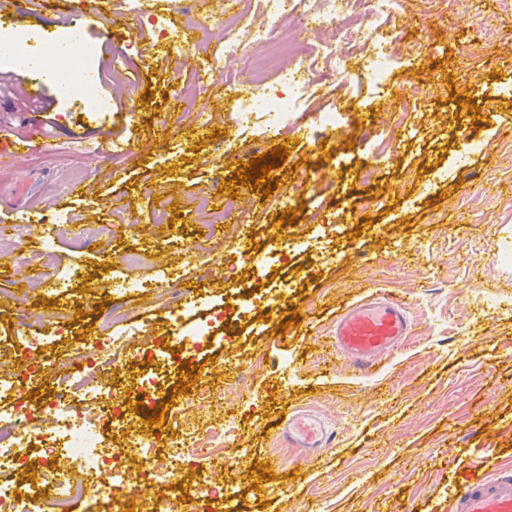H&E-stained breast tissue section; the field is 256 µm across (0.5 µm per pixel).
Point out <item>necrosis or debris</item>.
<instances>
[{
	"label": "necrosis or debris",
	"mask_w": 512,
	"mask_h": 512,
	"mask_svg": "<svg viewBox=\"0 0 512 512\" xmlns=\"http://www.w3.org/2000/svg\"><path fill=\"white\" fill-rule=\"evenodd\" d=\"M261 23L228 24L223 0H210L202 20L192 19V6L176 4L185 16L178 26L165 12L137 10L139 25L149 26L158 40L166 42L175 58L190 48L185 35L201 29L221 30L223 37L213 57L217 62L243 63L249 74L248 87L238 79L225 78L226 91L235 93L237 126L265 117L270 133L309 128L313 136L343 127V110L315 111L308 101L315 83L347 90L348 63L358 43L370 44L365 68L384 81L396 63L415 60L422 54L421 43H408L396 33L398 19L412 14V0H264ZM302 15L306 24L301 37L282 43L279 24L283 18ZM264 267L256 263L251 249L239 250L230 265L208 270L198 283L203 288H220L225 301L212 307L205 318L179 332V345L204 348L224 327L227 310L247 317L254 305L237 298L239 288L252 282ZM135 309L127 299L114 300L99 317L96 332L82 340L71 356V367L57 372L42 351L39 336L22 337L15 346L13 362L7 363L11 377L0 383V399H11L10 412L0 414V512H71L84 498L108 503L124 499L136 512H180L182 497L216 505L224 501V474L241 468L244 457L201 451L200 441L185 436L181 447L162 454H148L151 431L137 418L131 405H151L162 388L157 365H143L130 387V399L117 400L112 377L129 368L132 353L164 355V348L144 325L138 324ZM52 378L47 399L34 401L29 394L34 384ZM233 384L196 393L194 411L170 407L175 424H201L222 417L227 400L237 398ZM120 426L125 443L118 452H102L104 436ZM197 458L196 479L188 488L163 494L159 478L174 477L185 457ZM34 478H25L27 468ZM19 481H12V474Z\"/></svg>",
	"instance_id": "necrosis-or-debris-1"
}]
</instances>
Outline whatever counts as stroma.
Returning <instances> with one entry per match:
<instances>
[{
  "mask_svg": "<svg viewBox=\"0 0 512 512\" xmlns=\"http://www.w3.org/2000/svg\"><path fill=\"white\" fill-rule=\"evenodd\" d=\"M470 3L479 22L455 0L441 8L418 5L400 21L401 38L428 50L425 60L388 72L393 96L374 90L361 66H351L346 105L355 133L348 137L332 131L313 140L295 129L275 138L261 118L236 127L220 69L199 89L216 109L213 124L201 127L176 108L173 87L191 84V73L176 72L173 57L136 25L125 0H111L109 10L92 17L93 37L115 47L112 65L122 72L100 84L111 110L92 111L77 94L51 86V120L33 127L23 101L0 97V145L20 134L35 145L20 160L21 172L46 180L50 195L70 177L88 186L71 200L74 222L55 242L54 277L76 283L107 266L121 273L119 256L130 248L162 255L197 243L191 268L158 274L163 289L196 287L212 258L203 243L220 242L228 251L236 245L223 227H199L192 196L289 140L290 155L273 176L303 185L288 203L301 246L252 286L271 302V317L226 314L228 330L207 347L166 361L162 393L185 408L193 395L176 390L185 363L197 365L200 388L223 362L241 378L240 398L223 423L272 478L257 494V474L231 473L224 512H448L472 472L512 467V268L499 258L512 251V134L501 131L512 121V74L501 65L512 56V0ZM461 75L468 84L458 83ZM408 81L429 94L417 116L406 118L397 89ZM164 125L167 136L156 138ZM96 126L111 129L112 149L96 162L80 160L71 136ZM228 136L238 159L221 169ZM473 142L480 151L458 168V152ZM366 164L376 169L368 183L359 178ZM307 167L327 169L329 187L303 184ZM147 183L158 186L160 197L144 193ZM164 198L176 204L179 219L158 236H136L123 225L76 249L81 225L111 223L121 206L143 226ZM320 224L335 225L334 235L318 234ZM311 263L318 273L308 278L303 268ZM15 278L14 269L0 267V346L26 334L44 337L46 356L67 370L65 353L92 327V316L68 309L63 333L49 322L22 327L11 300ZM362 286L402 299L416 321L403 346L364 374L343 369L329 338L338 309ZM217 301L209 293L191 308L158 304L142 310L139 321L160 339L187 329ZM284 322L282 334L277 327ZM293 408L328 422L336 431L333 448L307 456L287 447L280 420Z\"/></svg>",
  "mask_w": 512,
  "mask_h": 512,
  "instance_id": "obj_1",
  "label": "stroma"
}]
</instances>
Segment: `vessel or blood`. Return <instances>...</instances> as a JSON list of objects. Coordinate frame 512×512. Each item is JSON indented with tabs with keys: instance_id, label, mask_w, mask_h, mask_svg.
Segmentation results:
<instances>
[{
	"instance_id": "obj_1",
	"label": "vessel or blood",
	"mask_w": 512,
	"mask_h": 512,
	"mask_svg": "<svg viewBox=\"0 0 512 512\" xmlns=\"http://www.w3.org/2000/svg\"><path fill=\"white\" fill-rule=\"evenodd\" d=\"M14 93L30 106L28 122L42 125L54 109L41 77L17 79ZM414 319L401 301L367 295L345 306L330 331L332 345L342 363L358 371L372 369L397 351L411 336ZM282 439L289 447L311 456L332 447L335 432L303 409L285 415ZM448 512H512V470L473 474L448 502Z\"/></svg>"
}]
</instances>
